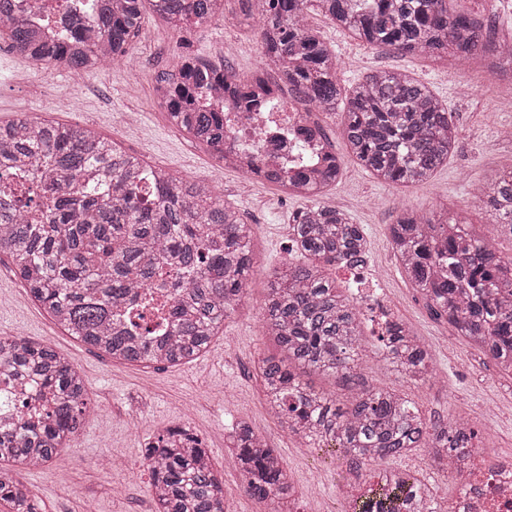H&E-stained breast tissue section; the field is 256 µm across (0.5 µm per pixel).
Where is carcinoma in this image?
I'll return each instance as SVG.
<instances>
[{"instance_id": "obj_1", "label": "carcinoma", "mask_w": 512, "mask_h": 512, "mask_svg": "<svg viewBox=\"0 0 512 512\" xmlns=\"http://www.w3.org/2000/svg\"><path fill=\"white\" fill-rule=\"evenodd\" d=\"M175 31L203 29L223 13L224 0H96L91 10L64 17L62 36L45 41L16 6L0 0V31L29 59L86 70L125 57L140 31L144 2ZM243 14L261 16L265 66L303 101L331 115L341 111L340 137L348 154L375 179L408 185L448 164L458 130L454 114L425 84L405 72L376 70L342 91L336 53L307 15L318 9L338 29L379 51L441 59L486 51L482 21L448 10V0H239ZM89 27L97 41H84ZM181 81L165 72L157 85L170 121L224 160V118L203 104L219 85L247 112L271 110L268 80L245 82L236 70L185 58ZM328 162L314 172L263 170L279 188L291 183L307 204L288 215L290 263L271 283L260 306L264 333L285 354L258 359L271 412L281 426L348 471H366V486L347 512H458L443 509L416 476L371 466L422 450L440 467L448 460L482 461L477 434L460 414L428 420L395 390L359 382L361 311L343 294L328 266L364 262L367 239L342 210L319 196L337 181L341 159L322 135ZM492 218L512 234V171L477 191ZM401 268L446 317L456 335L485 350L512 373V256L505 258L469 231L463 212L451 217L402 212L390 226ZM30 295L67 333L127 364L180 365L205 352L246 296L253 268L250 227L239 210L206 184L147 165L76 124L21 113L0 122V255ZM180 287L165 303L163 335H153L140 300L163 269ZM386 363L415 383L430 381L425 345L397 320L386 321ZM354 382L341 402L304 384L292 367ZM0 375L35 378L43 410L33 416L0 391V501L13 512H38L24 472L51 463L71 447L89 398L82 375L56 349L20 336H0ZM225 449L250 497L285 512L294 503L288 470L276 449L249 425L227 433ZM156 512H226L224 477L202 440L171 428L146 448Z\"/></svg>"}]
</instances>
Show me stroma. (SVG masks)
I'll return each mask as SVG.
<instances>
[{
    "label": "stroma",
    "mask_w": 512,
    "mask_h": 512,
    "mask_svg": "<svg viewBox=\"0 0 512 512\" xmlns=\"http://www.w3.org/2000/svg\"><path fill=\"white\" fill-rule=\"evenodd\" d=\"M309 23L336 51L338 80L349 87L373 70L404 71L427 85L449 111L458 141L448 163L424 184L393 186L373 179L351 157L325 190L323 204L346 211L367 238L363 265L374 292L357 289L349 272L327 267L345 293L357 298L366 314L360 373L366 385L391 388L407 397L425 416L466 413L474 427L494 424L485 446L490 457H512V378L503 376L478 347L456 336L445 319L412 287L398 266L389 226L402 211L419 215L455 213L467 208L476 235L512 255V235L493 224L474 201V184L486 185L512 170V112L498 108L512 96V76L488 71L478 58L432 61L421 57L376 52L323 15ZM260 18H244L237 0H226L223 16L202 31L179 36L151 8H144L141 31L131 44L134 69L122 66L75 72L62 67L41 69L12 53L0 38V121L19 113L87 126L139 160L162 167L184 179L207 183L225 202L235 205L253 232L254 264L247 295L224 322V333L199 358L178 366L143 367L121 364L65 333L32 300L0 261V294L13 304L0 309V334L18 335L51 344L66 362L80 369L93 410L71 448L49 465L28 472L24 480L44 504V512H83L91 498L95 512H154L149 491L151 475L143 464L146 443L167 428L190 427L204 442L224 476L227 512H267L244 494L240 475L224 456L225 428L243 421L278 449L291 475L298 512H345L339 496L345 483L355 482L346 468L321 461L316 452L289 435L271 414L256 379L260 355H280V348L262 333L259 306L271 281L282 273L288 254V216L304 206L301 198L284 196L264 180H245L224 166L207 148L179 131L156 96L158 76L190 55L220 65L231 62L242 79L261 67ZM79 108H71L72 97ZM398 319L418 336L431 354L434 379L414 385L388 370L381 359L378 336L383 318ZM121 449L124 465L106 473L99 462ZM384 468L415 473L439 504L457 500L460 483L434 466L423 451L384 461Z\"/></svg>",
    "instance_id": "35a3bbf8"
}]
</instances>
